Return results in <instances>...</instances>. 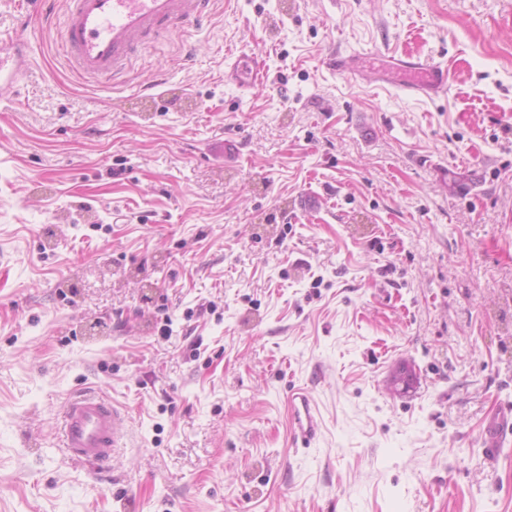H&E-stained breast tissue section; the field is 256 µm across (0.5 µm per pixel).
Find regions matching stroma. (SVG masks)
Wrapping results in <instances>:
<instances>
[{"label":"stroma","mask_w":512,"mask_h":512,"mask_svg":"<svg viewBox=\"0 0 512 512\" xmlns=\"http://www.w3.org/2000/svg\"><path fill=\"white\" fill-rule=\"evenodd\" d=\"M66 7L0 85V512H512V0H214L114 83ZM85 389L127 415L96 471L58 439ZM225 77L251 90L265 82L266 73L261 61H258L254 54H241L230 65ZM404 70L400 89L410 96H445L448 93V65L439 62L421 61L418 57L405 55L397 58ZM288 405L295 448L315 447L320 435V421L311 396L305 390H293ZM512 434V405L504 404L488 419L483 430V448L491 454L503 446Z\"/></svg>","instance_id":"1"}]
</instances>
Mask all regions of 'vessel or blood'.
Instances as JSON below:
<instances>
[{"label": "vessel or blood", "mask_w": 512, "mask_h": 512, "mask_svg": "<svg viewBox=\"0 0 512 512\" xmlns=\"http://www.w3.org/2000/svg\"><path fill=\"white\" fill-rule=\"evenodd\" d=\"M212 0H67V18L59 34V49L73 71L83 79L116 80L128 69L142 41L169 28L198 22ZM28 0H18L19 29L0 42V85H15L28 70L22 32L30 16ZM401 90L410 96H439L448 92V66L400 57ZM227 79L250 89L262 85L266 73L255 55L242 54L230 65ZM290 422L296 447H315L320 421L309 393L293 390L288 397ZM127 418L119 407L93 394L70 396L61 415L59 443L66 456L85 465L108 463L126 434ZM512 435V405L498 408L483 430L489 454Z\"/></svg>", "instance_id": "1"}]
</instances>
